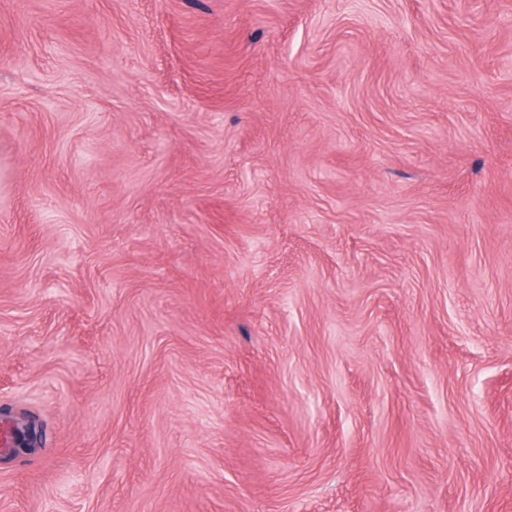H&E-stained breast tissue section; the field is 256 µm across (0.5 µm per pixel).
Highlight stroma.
Masks as SVG:
<instances>
[{"label":"stroma","mask_w":512,"mask_h":512,"mask_svg":"<svg viewBox=\"0 0 512 512\" xmlns=\"http://www.w3.org/2000/svg\"><path fill=\"white\" fill-rule=\"evenodd\" d=\"M0 512H512V0H0Z\"/></svg>","instance_id":"stroma-1"}]
</instances>
